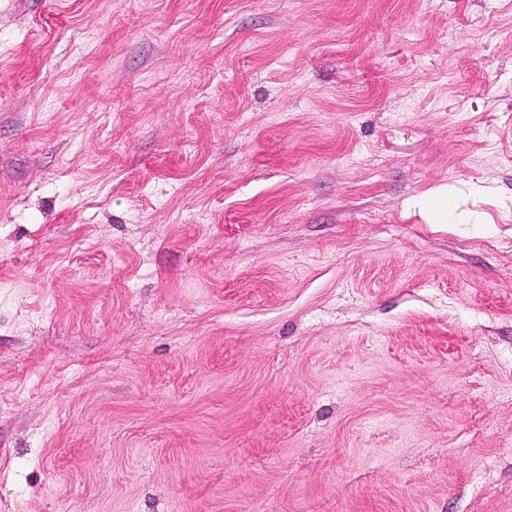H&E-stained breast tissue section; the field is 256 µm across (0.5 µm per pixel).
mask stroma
Returning <instances> with one entry per match:
<instances>
[{
  "label": "stroma",
  "instance_id": "1",
  "mask_svg": "<svg viewBox=\"0 0 512 512\" xmlns=\"http://www.w3.org/2000/svg\"><path fill=\"white\" fill-rule=\"evenodd\" d=\"M0 512H512V0H0Z\"/></svg>",
  "mask_w": 512,
  "mask_h": 512
}]
</instances>
